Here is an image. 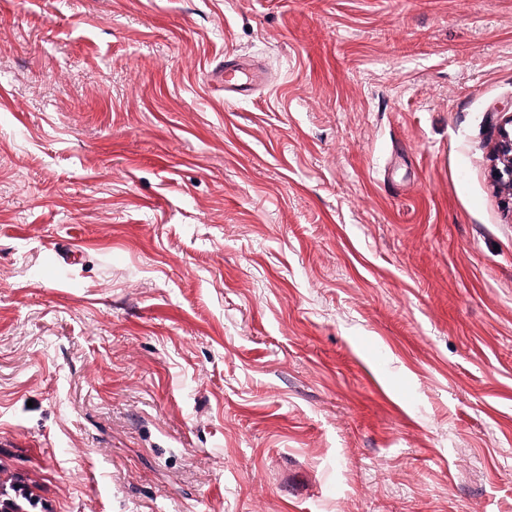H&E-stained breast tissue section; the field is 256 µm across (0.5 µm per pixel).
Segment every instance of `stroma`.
Here are the masks:
<instances>
[{"mask_svg": "<svg viewBox=\"0 0 512 512\" xmlns=\"http://www.w3.org/2000/svg\"><path fill=\"white\" fill-rule=\"evenodd\" d=\"M511 107L512 0H0V478L512 512ZM259 76L236 59L224 63V92L235 97L248 96ZM491 177L497 188L512 200V110L503 112L491 156Z\"/></svg>", "mask_w": 512, "mask_h": 512, "instance_id": "35a3bbf8", "label": "stroma"}]
</instances>
